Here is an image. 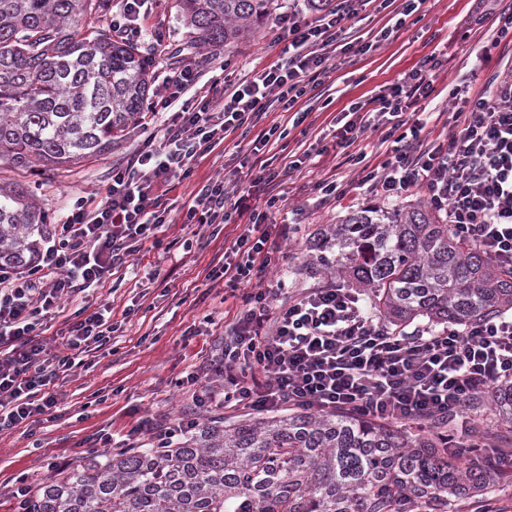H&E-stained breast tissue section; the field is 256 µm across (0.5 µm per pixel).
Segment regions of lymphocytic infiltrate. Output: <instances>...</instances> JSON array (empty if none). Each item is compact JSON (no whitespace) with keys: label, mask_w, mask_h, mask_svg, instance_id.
I'll use <instances>...</instances> for the list:
<instances>
[{"label":"lymphocytic infiltrate","mask_w":512,"mask_h":512,"mask_svg":"<svg viewBox=\"0 0 512 512\" xmlns=\"http://www.w3.org/2000/svg\"><path fill=\"white\" fill-rule=\"evenodd\" d=\"M154 0H119L109 16L124 39L147 42L162 53L165 35L144 25ZM370 0H338L308 14L291 10L274 25L285 45L278 58L251 78L225 68L222 84L203 85L198 60L165 76L141 115L142 124L162 118L160 132L144 138L125 162L113 165L105 191L74 196L30 266L0 265V433L21 424L37 426L53 415L51 386L78 353L102 349L117 327L108 305L91 307L77 298L96 288L112 270L157 239L172 213L183 223L223 237L224 262L210 280L240 292L211 371L223 390L200 385L201 369L190 370L195 408L273 412L284 407L347 412L402 425H429L448 435L452 449L468 438L466 410L476 397L512 381V315L413 332L390 330L366 315L360 296L336 282L290 292L285 280L255 287L281 261L280 244L294 229L271 213L286 202L284 189L306 156L288 152L273 159L272 140L287 129L273 118L292 112L301 125L302 107L335 70L336 55L368 53L371 43L347 31ZM437 63L425 58L371 98L338 113L334 142L359 168L360 186L386 197L420 193L448 217L458 238L477 242L496 264L512 267V69L490 73L488 88L452 113L448 128L423 138L428 118L413 111L430 96ZM394 142L391 155L372 164L354 145L365 132ZM249 140L234 169L244 187L226 178L193 183L195 166L233 134ZM191 192L168 204L182 185ZM77 302L62 349L47 356L41 336L62 301Z\"/></svg>","instance_id":"f902f5d3"}]
</instances>
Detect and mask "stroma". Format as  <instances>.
Segmentation results:
<instances>
[{"label": "stroma", "mask_w": 512, "mask_h": 512, "mask_svg": "<svg viewBox=\"0 0 512 512\" xmlns=\"http://www.w3.org/2000/svg\"><path fill=\"white\" fill-rule=\"evenodd\" d=\"M473 4L474 0H424L388 41L364 55L336 57V70L322 85L321 98L310 102L309 134L292 130L285 144L272 145V152L285 146L300 153L314 140L332 137V119L338 112L402 80L430 55L439 63L434 90L416 103V111L448 113L457 98L475 96L484 88L488 71L512 68V40L498 37L491 20L480 31L467 33ZM146 24L162 26L166 33L168 47L154 60L153 76L158 83L171 68L191 58L206 61L209 78H220L227 59L234 63L238 76L248 78L275 60L281 50L278 33L270 25L226 47H188L190 30L176 0H156ZM482 46L489 51L488 69L476 73L465 51ZM140 138V127H131L125 139L101 156L35 176L42 209L60 215L71 197L103 188L113 164L126 158ZM332 174L349 181L357 178L344 155L310 158L286 212L275 215L276 220L285 219L298 227L297 235L281 245L284 261L269 272L270 278H284L290 289L329 282V275L312 268L326 225L338 222L347 212L388 204L387 199L357 189L335 205L316 206L307 185ZM162 239V245L144 246L136 254V270H116L88 296L92 305L112 306V319L121 325L113 335L114 348L98 351L91 364L59 374L54 385L59 399L55 420L33 429L22 424L0 434V484L21 474L38 484L54 475L53 459L70 465L101 453L95 443L97 434L119 438L147 418L175 430L184 415L192 412V392L181 387L180 381L191 367L205 365L220 353L224 328L231 320L232 305L224 300L223 284L207 279L210 263L224 253V241L210 239L207 228L180 223L168 225ZM150 272L155 279L143 286L142 277ZM134 303L138 312L130 322H123L124 307Z\"/></svg>", "instance_id": "1"}]
</instances>
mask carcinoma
Instances as JSON below:
<instances>
[{
  "mask_svg": "<svg viewBox=\"0 0 512 512\" xmlns=\"http://www.w3.org/2000/svg\"><path fill=\"white\" fill-rule=\"evenodd\" d=\"M202 47L252 34L278 0H177ZM112 0H0V165L26 174L96 158L129 133L152 64L117 37ZM30 188L0 184V263L26 266L47 225ZM343 281L400 329L465 327L512 310V268L459 239L422 200L361 208L331 225ZM490 403L512 433V385ZM512 471L485 454L454 457L442 436L370 417L292 408L226 424L217 417L167 448L92 455L42 480L29 512H449L491 499Z\"/></svg>",
  "mask_w": 512,
  "mask_h": 512,
  "instance_id": "1",
  "label": "carcinoma"
}]
</instances>
